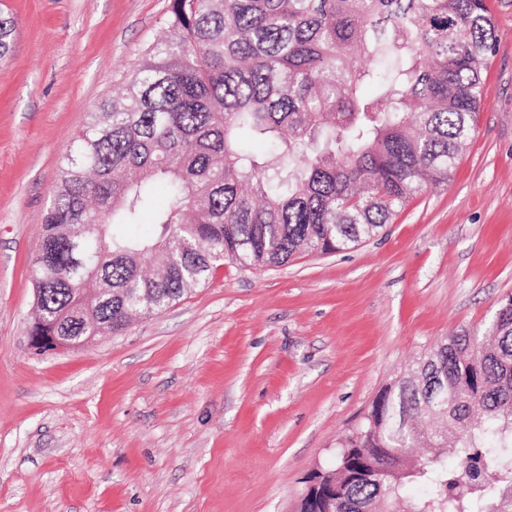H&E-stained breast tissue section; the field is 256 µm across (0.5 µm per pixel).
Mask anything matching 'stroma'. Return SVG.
<instances>
[{
  "mask_svg": "<svg viewBox=\"0 0 512 512\" xmlns=\"http://www.w3.org/2000/svg\"><path fill=\"white\" fill-rule=\"evenodd\" d=\"M448 184L379 235L227 263L166 311L35 353L32 266L60 158L166 28L169 0H0V512H293L426 350L512 297V0Z\"/></svg>",
  "mask_w": 512,
  "mask_h": 512,
  "instance_id": "1",
  "label": "stroma"
}]
</instances>
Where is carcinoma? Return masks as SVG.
I'll return each instance as SVG.
<instances>
[{
  "label": "carcinoma",
  "mask_w": 512,
  "mask_h": 512,
  "mask_svg": "<svg viewBox=\"0 0 512 512\" xmlns=\"http://www.w3.org/2000/svg\"><path fill=\"white\" fill-rule=\"evenodd\" d=\"M167 27L61 157L32 269L39 336L118 333L226 261L284 265L378 234L451 177L496 44L486 0H170ZM13 40L0 10V58ZM385 56L388 74L362 64ZM147 214L151 235L114 232ZM64 224L94 231L75 244ZM95 288L112 296L72 317ZM489 327L377 394L335 469L312 473L336 479L328 512H512V298ZM416 445L433 455L411 460Z\"/></svg>",
  "instance_id": "cac0c4a2"
}]
</instances>
